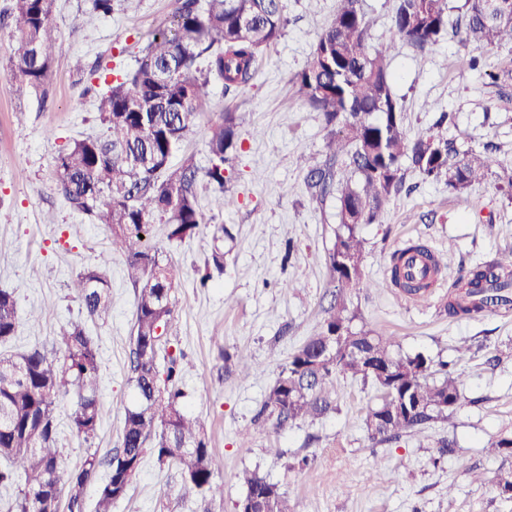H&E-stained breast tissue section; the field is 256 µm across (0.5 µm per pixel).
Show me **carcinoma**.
<instances>
[{"label": "carcinoma", "instance_id": "obj_1", "mask_svg": "<svg viewBox=\"0 0 512 512\" xmlns=\"http://www.w3.org/2000/svg\"><path fill=\"white\" fill-rule=\"evenodd\" d=\"M91 0L88 15L112 14L115 2ZM331 23L320 34L306 65L292 77L297 93L319 112L328 129L327 153L303 158L312 198L334 197L342 232L328 250L326 264L335 291L319 331L291 356L266 392L254 423L274 431L315 421L336 410V381L350 376L380 392L365 417L370 439L388 442L419 432L448 417L460 400L461 375L447 361L421 353L402 354L390 336L355 329L345 298L367 287L363 275L361 224H379L386 203L411 169L425 180H443L459 193L485 176L488 151H461L440 132L407 136L403 109L393 91L392 41L423 53L448 29V0H397L391 42L372 51L363 0H339ZM11 28L18 44L9 79L40 98L48 95L56 56L54 0H12ZM286 25L282 0H174L171 26L145 39L134 64L115 74L96 99L106 136L76 139L55 160L56 185L69 207L110 232L111 250L125 257L128 279L137 288L132 328L131 381L135 402L125 408L121 448L104 460L88 452L68 478L67 512H84L82 492L101 466L108 467L95 512H112L128 494L146 453L160 464L175 463L184 482L217 493L214 447L202 419L189 412L181 388L183 356L160 357L167 337L179 279L175 265L147 246L153 218L165 219L166 237L181 241L208 219L198 185L226 195L228 167L241 148L237 116L226 112L210 126L208 165L193 157L171 164L173 154L207 107L209 86L224 90L249 84L265 48ZM460 42L481 50L512 45V0L487 11L466 0L455 28ZM224 225H213L216 241L200 286L210 271H224ZM391 282L411 296L430 285L390 267ZM70 288L91 317L111 307V288L101 269L86 267ZM512 306V252L463 275L448 297L452 316L495 312ZM19 329L16 290L0 289V344ZM57 348L35 346L0 355V485L17 489L15 512H57L62 485L58 448V403L68 398L73 435L88 443L103 418L99 400L100 361L93 337L79 324L63 330ZM245 495L239 512H291L286 492L258 471H244Z\"/></svg>", "mask_w": 512, "mask_h": 512}]
</instances>
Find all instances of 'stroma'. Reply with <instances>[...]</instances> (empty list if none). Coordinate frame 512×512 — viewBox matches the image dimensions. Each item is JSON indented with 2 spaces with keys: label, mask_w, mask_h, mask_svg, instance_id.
Masks as SVG:
<instances>
[{
  "label": "stroma",
  "mask_w": 512,
  "mask_h": 512,
  "mask_svg": "<svg viewBox=\"0 0 512 512\" xmlns=\"http://www.w3.org/2000/svg\"><path fill=\"white\" fill-rule=\"evenodd\" d=\"M339 0H284L288 25L264 52L246 87L210 89V107L183 141L173 164L206 165L210 124L222 112L241 118V150L229 187L233 204L215 212L231 240L223 273L200 287L213 246L209 229L171 242L154 220L149 243L180 270L167 348L183 353L185 403L202 416L223 456L213 497L186 485L176 464L146 456L127 496L113 512H236L243 469L278 482L293 512H512L494 477L502 464L489 443L512 436V310L450 316L446 305L462 271L512 251V47L481 51L444 36L425 54L405 44L391 52L394 92L409 136L442 132L462 149L491 146L496 163L482 182L455 194L441 182L406 173L379 224H363V272L371 289L351 296L355 328L393 337L401 353L454 362L462 377L459 404L443 420L400 439L377 443L364 426L377 391L339 378L337 410L275 432L253 417L289 356L319 328L332 285L326 256L339 229L337 204L312 200L300 159L325 154L322 116L299 97L291 77L309 59ZM89 0H55L59 36L46 102L11 82L17 42L0 25V289H16L18 335L1 350L51 346L62 328L82 324L99 348L102 423L92 443L61 424L64 471L86 449L99 457L121 445L124 409L136 396L130 380L136 288L122 256L111 254L108 229L73 212L56 190L54 164L73 140L102 133L94 106L104 74L132 63L146 35L169 24L173 0H139L85 24ZM98 76H91V67ZM442 255L445 267L425 299L404 297L389 279L393 256L410 242ZM103 265L112 291L106 320H91L70 283L87 266ZM248 357L252 370L224 367L222 353ZM454 444L440 451L442 441ZM306 468H297L301 458ZM479 480H472V473Z\"/></svg>",
  "instance_id": "obj_1"
}]
</instances>
